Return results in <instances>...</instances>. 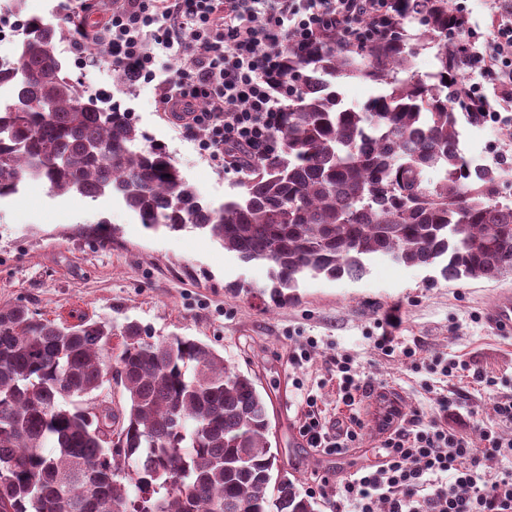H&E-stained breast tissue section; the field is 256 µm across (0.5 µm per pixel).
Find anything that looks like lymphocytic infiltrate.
<instances>
[{
  "label": "lymphocytic infiltrate",
  "instance_id": "f902f5d3",
  "mask_svg": "<svg viewBox=\"0 0 512 512\" xmlns=\"http://www.w3.org/2000/svg\"><path fill=\"white\" fill-rule=\"evenodd\" d=\"M490 37L469 61L479 81L491 85L499 106L512 111V0H489ZM108 19L93 37L108 61L132 82L162 79L160 111L182 113L181 128L201 154L238 166L240 152L260 160L274 148L273 123L288 95L286 55L334 31L344 45L383 33L388 0H107ZM180 48L179 66L159 70L161 52ZM374 346L416 370L446 378L467 377L483 388L494 380L463 360L423 355L418 346L380 336ZM300 428L308 447L343 455L358 447L363 422L329 430L305 399ZM455 402L402 412L389 406L377 460L337 480L327 496L334 512H512V471L497 468L502 449H512L497 425H480L479 441L450 427Z\"/></svg>",
  "mask_w": 512,
  "mask_h": 512
}]
</instances>
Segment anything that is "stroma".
I'll use <instances>...</instances> for the list:
<instances>
[{"label": "stroma", "mask_w": 512, "mask_h": 512, "mask_svg": "<svg viewBox=\"0 0 512 512\" xmlns=\"http://www.w3.org/2000/svg\"><path fill=\"white\" fill-rule=\"evenodd\" d=\"M57 47L79 91L88 97L110 92L142 132V146L164 145L205 202L217 206L237 193L244 171L220 169L202 157L196 141L158 112L155 84L117 82L106 59L83 67L66 41ZM103 224L114 230L105 243L98 240ZM269 284L268 264L242 262L191 229L146 228L115 196H57L42 184L0 201V308L23 305L44 319L72 323L83 316L117 329L135 321L153 338L199 340L230 367L255 373L269 397L271 440L282 473L302 493L374 461L388 404L426 409L439 392L458 401L460 411L448 422L470 438H477L478 423L497 424L495 397L512 395V330L492 324L488 311L498 297L512 295V275L446 281L434 269L376 257L358 279L304 278L297 301L281 307L271 306ZM387 329L425 353L476 365L495 377V386L484 391L465 380L446 383L439 375L411 371L375 349L373 337ZM310 336L318 345L307 367L293 370L289 355ZM338 353L348 354L375 386L360 406V445L342 456L307 447L299 432L303 393L317 396L328 421L348 413L327 379L328 361ZM297 378L303 382L299 390Z\"/></svg>", "instance_id": "1"}]
</instances>
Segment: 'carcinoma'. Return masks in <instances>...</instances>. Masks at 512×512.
<instances>
[{
  "label": "carcinoma",
  "instance_id": "cac0c4a2",
  "mask_svg": "<svg viewBox=\"0 0 512 512\" xmlns=\"http://www.w3.org/2000/svg\"><path fill=\"white\" fill-rule=\"evenodd\" d=\"M393 22L361 47L336 34L288 53V102L276 151L243 163V191L217 208L190 187L166 149L117 104L100 108L64 74L65 20L32 17L21 70L0 68L16 102L0 107V199L28 176L49 192L122 197L147 228L208 234L245 262H266L273 303L299 281L361 277L384 256L433 267L446 281L512 272V205L500 207L495 163L473 179L456 150L460 119L484 104L466 93L470 44L451 0H390ZM436 67L412 70L419 46ZM385 91L362 109L336 88ZM42 319L0 309V512H318L278 477L257 377L186 336L148 340L136 322ZM122 388L120 412L95 404ZM119 423L116 441L102 428ZM135 495H130L128 486Z\"/></svg>",
  "mask_w": 512,
  "mask_h": 512
}]
</instances>
